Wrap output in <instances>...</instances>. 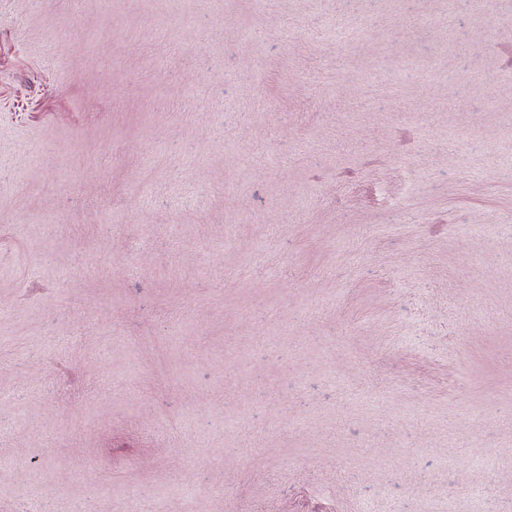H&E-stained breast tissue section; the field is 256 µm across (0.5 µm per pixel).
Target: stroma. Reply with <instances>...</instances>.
Listing matches in <instances>:
<instances>
[{"label": "stroma", "instance_id": "obj_1", "mask_svg": "<svg viewBox=\"0 0 512 512\" xmlns=\"http://www.w3.org/2000/svg\"><path fill=\"white\" fill-rule=\"evenodd\" d=\"M146 487L512 512V0H0V512Z\"/></svg>", "mask_w": 512, "mask_h": 512}]
</instances>
